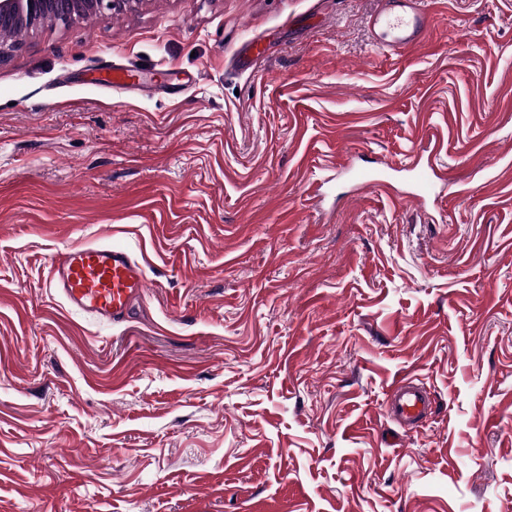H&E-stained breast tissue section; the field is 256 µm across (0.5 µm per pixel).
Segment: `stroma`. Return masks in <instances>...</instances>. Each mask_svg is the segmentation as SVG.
I'll list each match as a JSON object with an SVG mask.
<instances>
[{"mask_svg": "<svg viewBox=\"0 0 512 512\" xmlns=\"http://www.w3.org/2000/svg\"><path fill=\"white\" fill-rule=\"evenodd\" d=\"M427 7L398 54L375 0H142L0 59V512H512V0ZM89 242L122 323L49 286ZM409 170L416 171L422 193L428 195L436 186L435 182H446L447 174L442 173L436 162L427 161L426 164H420L416 157L411 161ZM50 287L73 310L110 324L123 322L146 288L144 268L122 249L88 243L51 263ZM430 392L409 378L394 384L385 403V411L407 432L425 420L432 409Z\"/></svg>", "mask_w": 512, "mask_h": 512, "instance_id": "stroma-1", "label": "stroma"}]
</instances>
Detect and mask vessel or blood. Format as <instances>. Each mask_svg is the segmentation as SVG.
Returning a JSON list of instances; mask_svg holds the SVG:
<instances>
[{"label": "vessel or blood", "instance_id": "vessel-or-blood-1", "mask_svg": "<svg viewBox=\"0 0 512 512\" xmlns=\"http://www.w3.org/2000/svg\"><path fill=\"white\" fill-rule=\"evenodd\" d=\"M431 15L422 0H380L374 14L373 29L385 36V48L393 52L423 45ZM423 193L433 191L447 176L434 162H412ZM51 288L62 295L74 310L110 324L123 322L132 302L146 288L144 268L122 249L88 243L69 249L52 262ZM432 409L430 392L413 380H399L392 387L385 411L404 429L417 427Z\"/></svg>", "mask_w": 512, "mask_h": 512}]
</instances>
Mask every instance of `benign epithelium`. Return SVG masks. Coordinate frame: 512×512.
Instances as JSON below:
<instances>
[{
    "instance_id": "obj_1",
    "label": "benign epithelium",
    "mask_w": 512,
    "mask_h": 512,
    "mask_svg": "<svg viewBox=\"0 0 512 512\" xmlns=\"http://www.w3.org/2000/svg\"><path fill=\"white\" fill-rule=\"evenodd\" d=\"M141 0H0V58L16 45L6 32L17 27L32 28L39 24L67 25L79 13L103 16L133 9Z\"/></svg>"
}]
</instances>
